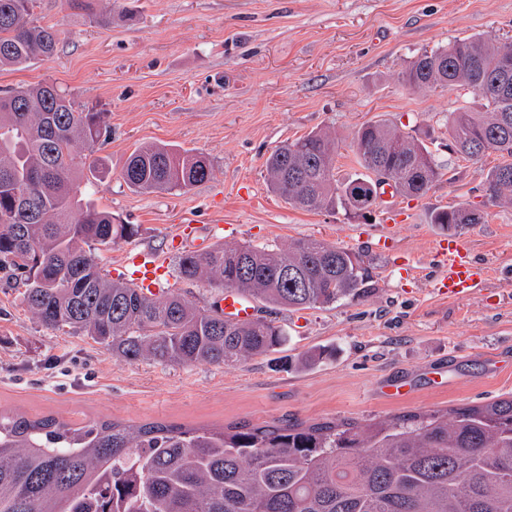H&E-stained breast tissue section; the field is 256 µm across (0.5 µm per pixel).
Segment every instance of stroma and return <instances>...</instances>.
I'll return each mask as SVG.
<instances>
[{"mask_svg":"<svg viewBox=\"0 0 512 512\" xmlns=\"http://www.w3.org/2000/svg\"><path fill=\"white\" fill-rule=\"evenodd\" d=\"M103 24L65 0H38L37 24L55 27L54 56L0 68V89L57 85L80 107L105 113L96 154L104 180L82 191L135 237L102 252L124 280L128 248L161 256L164 291L210 309L220 289L180 277L182 252L218 244L283 248L319 239L359 252L373 290L359 301L302 312L257 304L288 332L279 351L232 366L126 362L85 336L43 327L0 272V408L76 423L118 418L221 426L279 419L359 425L424 410L512 397V205L489 201L484 165L448 152V115L483 110L469 90L420 92L401 75L409 61L456 38L512 37V0H97ZM389 120L435 138L441 180L420 199L395 197L398 217L305 211L271 193L265 160L276 147L323 128L336 134L338 178L355 168L350 145L365 122ZM168 142L202 156L208 178L185 192L140 193L121 171L138 147ZM465 202L480 224L457 229L489 278L482 292L440 294L446 232L431 212ZM188 240L172 249L174 236ZM331 351L312 367L310 350ZM400 384L391 396L382 384Z\"/></svg>","mask_w":512,"mask_h":512,"instance_id":"35a3bbf8","label":"stroma"}]
</instances>
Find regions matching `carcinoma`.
Masks as SVG:
<instances>
[{
    "mask_svg": "<svg viewBox=\"0 0 512 512\" xmlns=\"http://www.w3.org/2000/svg\"><path fill=\"white\" fill-rule=\"evenodd\" d=\"M36 0H0V67L52 58L59 31L33 23ZM92 22L95 0H68ZM502 41L455 39L413 57L402 73L416 91L467 89L485 110L448 115V151L480 162L485 185L512 205V75L489 94ZM108 136L105 113L81 109L49 83L0 94V270L22 281V305L45 327H67L126 362L234 365L277 351L286 330L237 322L179 295L145 294L108 279L95 248L137 234L81 198L75 145L93 153ZM352 151L362 172L336 178L338 144L325 130L276 148L266 184L291 206L373 208L384 185L428 194L442 172L429 145L387 120L361 125ZM387 168L388 180L371 174ZM206 162L167 143L136 148L121 172L138 192L188 190ZM464 203L431 212L462 225ZM354 252L316 239L283 250L216 246L180 259L188 281H206L269 305L304 310L366 297L368 269ZM288 268V278L280 276ZM0 512H512V399L394 416L358 426L235 423L222 430L116 420L76 426L0 410Z\"/></svg>",
    "mask_w": 512,
    "mask_h": 512,
    "instance_id": "carcinoma-1",
    "label": "carcinoma"
}]
</instances>
